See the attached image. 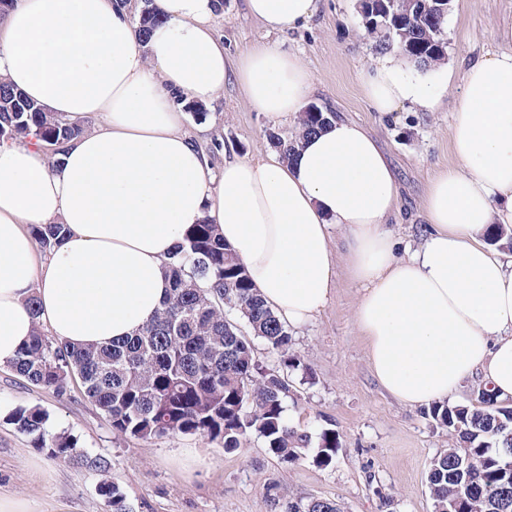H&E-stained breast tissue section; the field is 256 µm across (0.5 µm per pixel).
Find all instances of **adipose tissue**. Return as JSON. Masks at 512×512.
Wrapping results in <instances>:
<instances>
[{"label": "adipose tissue", "instance_id": "adipose-tissue-1", "mask_svg": "<svg viewBox=\"0 0 512 512\" xmlns=\"http://www.w3.org/2000/svg\"><path fill=\"white\" fill-rule=\"evenodd\" d=\"M156 5L162 22L144 41L114 0H14L0 17V80L70 121L99 119L55 161L39 142H0V367L41 323L72 346L133 334L161 309L173 255L208 222L291 325L322 312L345 267L363 290L355 318L370 367L401 403L441 401L477 377L512 397V259L486 242L490 225L512 223V52L439 66L432 82L395 52L361 73L380 113L434 111L447 81L462 84L457 163L427 186L426 237L404 245L389 228L392 168L344 117L301 135L291 156L229 159L214 172L180 98L209 101L234 82L277 119L302 111L313 78L275 46L230 56L213 32L215 0ZM245 6L283 33L311 18L315 0ZM51 222L67 233L44 256L29 227Z\"/></svg>", "mask_w": 512, "mask_h": 512}]
</instances>
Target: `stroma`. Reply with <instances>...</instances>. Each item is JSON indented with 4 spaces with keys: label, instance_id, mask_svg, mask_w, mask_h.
Here are the masks:
<instances>
[{
    "label": "stroma",
    "instance_id": "stroma-1",
    "mask_svg": "<svg viewBox=\"0 0 512 512\" xmlns=\"http://www.w3.org/2000/svg\"><path fill=\"white\" fill-rule=\"evenodd\" d=\"M512 24V0H451L445 25L446 61L505 51L498 26ZM215 31L234 56L268 43L298 56L314 78L310 101L364 125L378 140L399 185L392 231L419 243V219L429 179L454 165L451 114L461 96L452 81L434 112L371 110L359 76L375 66V50L359 14V0H317L301 29L270 33L246 13L244 0H224ZM205 119L188 117L186 130L221 171L228 157L258 158L272 151L275 130L292 137L298 118L278 119L256 110L242 90L226 87L202 106ZM361 290L340 273L332 298L315 319L290 329L302 370L290 372L297 394L285 403L290 425L318 435L336 430L335 462L320 467L303 458L284 463L262 438L250 435L225 453L219 443L196 435L137 440L117 435L105 416L73 383L58 396L32 385L11 368H0V403L38 407L49 415L50 433H68L88 454L112 461V481L125 491L134 512H268L266 487L274 483L295 501L327 498L341 512H434L427 487L431 461L451 446L446 430L380 386L355 320ZM98 475L48 457L7 415H0V497L27 502L32 512H109L97 491Z\"/></svg>",
    "mask_w": 512,
    "mask_h": 512
}]
</instances>
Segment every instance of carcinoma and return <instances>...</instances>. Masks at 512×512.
<instances>
[{
	"mask_svg": "<svg viewBox=\"0 0 512 512\" xmlns=\"http://www.w3.org/2000/svg\"><path fill=\"white\" fill-rule=\"evenodd\" d=\"M447 15L436 20L400 22L385 28L366 27L375 49H397L425 69L446 54ZM160 17L154 0H142L137 30L148 37ZM331 113L317 106L302 113L301 130H321ZM86 127L46 112L21 92L0 82V140L34 136L45 146L66 145ZM31 233L44 251L62 237L60 224H35ZM490 241L512 248V228L494 224ZM169 296L161 310L134 336L104 347H75L36 328L11 368L33 385L58 396L74 380L121 436L151 439L169 434L200 435L222 444L224 452L241 447L255 434L269 453L287 463L307 455L312 437L288 424L284 402L294 395L288 372L302 366L293 352L288 325L253 288L243 265L224 243L214 224H198L182 250L169 263ZM251 336L263 340L278 356L279 367L264 370L256 363ZM427 416L448 431L454 444L436 456L427 483L434 512H448L455 485L448 471L469 454L474 465L469 480L477 493L460 505L461 512H512V407L488 399L478 405L434 403ZM16 428L33 437L48 456L80 465L100 476L98 492L110 512H133L123 489L105 478L111 461L91 456L67 434H50L49 415L18 408L9 415ZM340 448L330 428L319 434L313 463L328 467ZM269 512H340L329 499L300 504L276 485L267 486Z\"/></svg>",
	"mask_w": 512,
	"mask_h": 512,
	"instance_id": "carcinoma-1",
	"label": "carcinoma"
}]
</instances>
